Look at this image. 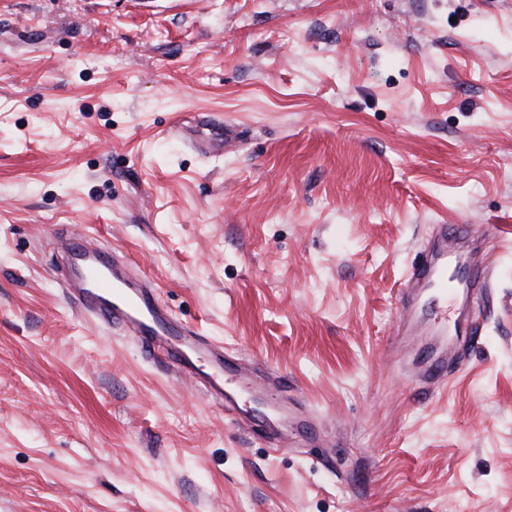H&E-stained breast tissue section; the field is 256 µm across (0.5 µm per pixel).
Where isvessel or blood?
Returning <instances> with one entry per match:
<instances>
[{
    "mask_svg": "<svg viewBox=\"0 0 512 512\" xmlns=\"http://www.w3.org/2000/svg\"><path fill=\"white\" fill-rule=\"evenodd\" d=\"M461 236L438 225L432 245L422 250L410 267L401 290L405 312H416L420 302L436 310L448 302V266L461 261L465 288L480 294L489 287L491 270L475 259L460 260L456 247ZM57 270L67 283L66 294L82 316L119 328L145 353L159 352L178 377L189 378L212 402L229 408L227 386L237 376L224 369V346L204 339L176 320L159 302L152 283L110 248L97 242L63 240ZM448 352L438 350L422 371L423 377L442 384L447 377Z\"/></svg>",
    "mask_w": 512,
    "mask_h": 512,
    "instance_id": "1",
    "label": "vessel or blood"
}]
</instances>
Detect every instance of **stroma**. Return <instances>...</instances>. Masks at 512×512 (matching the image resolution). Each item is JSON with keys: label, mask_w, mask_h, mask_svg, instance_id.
<instances>
[{"label": "stroma", "mask_w": 512, "mask_h": 512, "mask_svg": "<svg viewBox=\"0 0 512 512\" xmlns=\"http://www.w3.org/2000/svg\"><path fill=\"white\" fill-rule=\"evenodd\" d=\"M438 224L495 271L444 387L398 301ZM89 236L287 376L284 450L77 314ZM509 238L512 0H0V512H512Z\"/></svg>", "instance_id": "stroma-1"}]
</instances>
